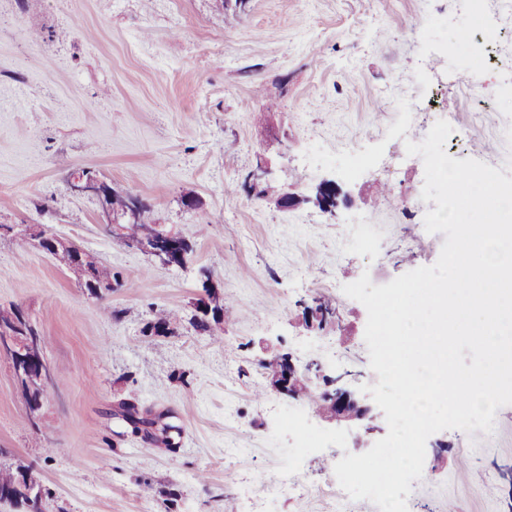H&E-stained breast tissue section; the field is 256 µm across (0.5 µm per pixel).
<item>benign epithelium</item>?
Wrapping results in <instances>:
<instances>
[{
  "label": "benign epithelium",
  "mask_w": 512,
  "mask_h": 512,
  "mask_svg": "<svg viewBox=\"0 0 512 512\" xmlns=\"http://www.w3.org/2000/svg\"><path fill=\"white\" fill-rule=\"evenodd\" d=\"M272 170L267 161L261 159L246 179L247 191L265 196L272 181ZM71 192L90 196L98 201L99 223L107 229L117 232L124 245L148 255L162 267H182L187 264L193 250L191 242L185 237L166 229L162 224L151 225V231L136 237H125L126 227L141 223L146 204L139 198L111 188L88 168L74 173L68 180ZM308 201V197L297 192L286 191L274 198L281 209H293ZM24 232L37 242V245L50 246L57 254L68 257V267L77 273L82 283L89 282L90 269L83 262L81 249L73 242L57 237L39 226H26ZM200 312L214 317L223 316L224 290L208 287ZM43 336L26 322L25 315L11 316L0 322V354L6 355L12 362L17 377L26 381L27 393L41 399L52 382V369L42 352ZM274 363L273 372L268 374L269 386L277 393L297 398L301 394L306 378L300 372L292 357L278 354L270 359ZM326 414L337 421L363 420L368 417L371 408L352 390L337 386L324 393Z\"/></svg>",
  "instance_id": "benign-epithelium-1"
}]
</instances>
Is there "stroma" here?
Wrapping results in <instances>:
<instances>
[{"label": "stroma", "instance_id": "stroma-1", "mask_svg": "<svg viewBox=\"0 0 512 512\" xmlns=\"http://www.w3.org/2000/svg\"><path fill=\"white\" fill-rule=\"evenodd\" d=\"M467 24L456 0H247L236 12L217 0H0V225L43 226L120 275L92 298L54 256L0 235V311H25L53 371L34 411L0 357V470L27 473L45 512H332L335 464L379 436L268 390L263 362L290 354L319 393L336 377L376 384L367 311L342 287L433 265L446 240L425 229L424 164L406 141L454 112L467 128L455 158L492 166L512 147L499 133L512 34L473 102L438 49ZM260 157L275 191L309 203L249 196ZM82 168L188 238L187 265H156L99 224L96 201L67 186ZM325 181L338 192L330 213L311 201ZM367 233L371 251L358 246ZM203 268L224 288L212 335L191 324ZM317 298L336 315L310 330ZM163 311L181 316L177 334L146 335ZM124 402L158 417L155 440L122 420ZM291 408L328 439L299 467L310 491L250 501L244 486L288 465ZM441 439L447 452L426 453L411 483V512H512V405L492 433L427 443Z\"/></svg>", "mask_w": 512, "mask_h": 512}]
</instances>
